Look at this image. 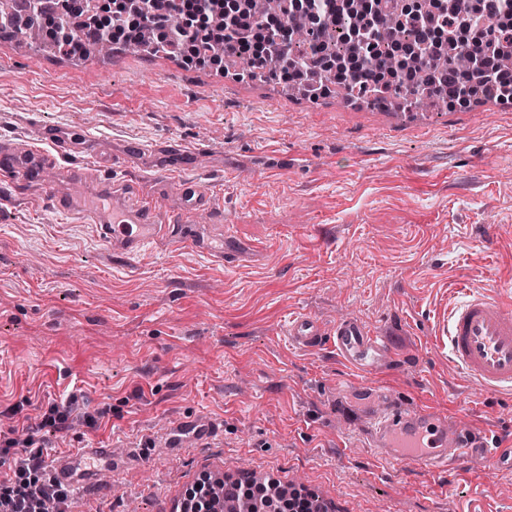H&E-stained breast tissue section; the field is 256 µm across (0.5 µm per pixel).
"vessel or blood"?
Masks as SVG:
<instances>
[{
  "mask_svg": "<svg viewBox=\"0 0 512 512\" xmlns=\"http://www.w3.org/2000/svg\"><path fill=\"white\" fill-rule=\"evenodd\" d=\"M35 137L32 144L0 143V175L40 184L57 209L66 214L86 203L73 192L74 184L83 179L82 172L61 166L62 158L78 151L116 171L135 164L145 152L142 145L132 144L125 154L114 155L102 141L82 129L39 127ZM213 205L210 192L201 184L184 182L179 186V209L170 225L155 223L153 198L140 188L135 189L132 202L116 199L106 209L96 204L86 206L113 252L134 255L163 234L172 235L175 244L189 242L210 250V243L203 238L176 235L172 228L191 224L196 215ZM288 341L304 350L332 345L340 357L368 377L388 371L392 363L389 345L352 319L326 324L306 313L296 315L288 321ZM433 342L483 390L512 392V300L498 290L467 291L464 300L440 316ZM362 417L369 425L373 447L384 459L406 468L447 471L455 469L465 457L484 453L494 466L512 471V450L486 448L476 440L466 420L449 419L446 413L430 407L405 406L387 390L370 392ZM222 437L218 422L202 420L192 442L195 447L209 448ZM113 456V449L91 447L57 458L53 480L78 488L104 483L108 473L100 469L99 462Z\"/></svg>",
  "mask_w": 512,
  "mask_h": 512,
  "instance_id": "1",
  "label": "vessel or blood"
}]
</instances>
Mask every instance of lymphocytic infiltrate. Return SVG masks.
<instances>
[{
    "mask_svg": "<svg viewBox=\"0 0 512 512\" xmlns=\"http://www.w3.org/2000/svg\"><path fill=\"white\" fill-rule=\"evenodd\" d=\"M31 23L40 25L64 53H82L84 43L69 34L66 19L79 20L96 39L129 42L143 28H152L159 45L179 51L189 62H206L208 44L223 40L237 54L247 57L255 68L268 71L277 80L302 77L304 69L293 58L292 36L280 16L255 17L250 9L230 6L229 0H111L107 16L87 9L85 0H61L58 15L47 14L43 0H27ZM355 23L349 33L363 46L367 59L349 73L351 88L359 93L388 92L393 73L404 86H411L416 73L429 71L439 53L435 34H442L449 46H470L479 39L480 49L473 60L476 70L492 74L490 94L500 100L512 99V71L500 70L497 59L512 53V0H453L446 7L407 5L405 0H360ZM286 8L312 17L311 42H318L320 31L347 16L340 0H285ZM395 14L399 24L415 30L410 51L413 70L395 64L388 54V44L396 43L393 28L387 27L388 14ZM0 457L9 459L7 470L0 471V512H42L47 488L48 463L43 447L33 437L21 436L18 424L0 423ZM239 512H321L314 493L292 489L282 494L277 480L263 487L241 484L236 488Z\"/></svg>",
    "mask_w": 512,
    "mask_h": 512,
    "instance_id": "obj_1",
    "label": "lymphocytic infiltrate"
}]
</instances>
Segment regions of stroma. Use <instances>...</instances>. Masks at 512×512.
<instances>
[{"label": "stroma", "instance_id": "obj_1", "mask_svg": "<svg viewBox=\"0 0 512 512\" xmlns=\"http://www.w3.org/2000/svg\"><path fill=\"white\" fill-rule=\"evenodd\" d=\"M241 72L147 52L77 63L0 36V141L83 126L116 155L142 144L124 178L153 188L163 219L179 182L198 181L231 222L204 215L197 229L239 253L230 267L162 243L115 256L38 184L0 178V411L24 402L53 457L124 449L200 417L224 426L214 447L119 463L62 512H180L205 473L265 468L336 512H512V473L483 456L462 474L379 461L365 424H345L330 397L361 374L286 335L300 313L359 320L396 356L373 384L512 447V395L482 390L432 341L464 287L512 285V106L434 109L415 130L348 106L343 89L294 98ZM166 140L181 153L159 152ZM65 393L109 413L95 428L77 417L38 429L42 401Z\"/></svg>", "mask_w": 512, "mask_h": 512}]
</instances>
